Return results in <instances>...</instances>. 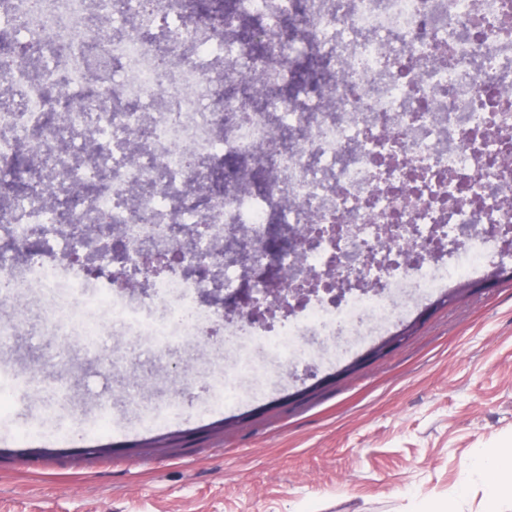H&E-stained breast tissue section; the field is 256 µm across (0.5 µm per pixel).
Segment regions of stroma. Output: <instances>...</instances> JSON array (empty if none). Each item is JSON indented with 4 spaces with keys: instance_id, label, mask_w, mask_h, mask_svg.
Listing matches in <instances>:
<instances>
[{
    "instance_id": "stroma-1",
    "label": "stroma",
    "mask_w": 512,
    "mask_h": 512,
    "mask_svg": "<svg viewBox=\"0 0 512 512\" xmlns=\"http://www.w3.org/2000/svg\"><path fill=\"white\" fill-rule=\"evenodd\" d=\"M447 295L416 303L414 333L340 382L314 387L338 366L322 349L310 367L261 358V388L228 408L209 385L225 355L186 344L163 361L108 324L102 343L128 361L108 372L48 326L40 289L0 300L15 329L0 366L42 380L16 385L0 421V512H484L490 480L473 469L512 448V280ZM178 395L192 406L146 423ZM105 412L109 435H90Z\"/></svg>"
}]
</instances>
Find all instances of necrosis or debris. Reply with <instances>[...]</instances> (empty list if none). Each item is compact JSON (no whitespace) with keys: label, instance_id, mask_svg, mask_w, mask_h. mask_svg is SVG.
Returning a JSON list of instances; mask_svg holds the SVG:
<instances>
[{"label":"necrosis or debris","instance_id":"obj_1","mask_svg":"<svg viewBox=\"0 0 512 512\" xmlns=\"http://www.w3.org/2000/svg\"><path fill=\"white\" fill-rule=\"evenodd\" d=\"M239 4L256 34L299 25L300 44L340 77L325 102H281L283 67H260L272 90L261 102L223 92L225 74L251 67L247 50L192 20L184 0H0V34L33 44L39 59L34 71L7 63L0 44V162L23 150L51 177L0 211V282L38 285L64 338L94 345L103 370L122 365L99 345L108 314L162 358L187 341L235 353L229 389L258 376L257 355L302 364L312 338L338 326L377 333L409 301L481 273L487 247L512 243V0ZM92 11L118 36L87 27ZM154 40L168 43L166 58ZM60 102L72 108L65 128L48 120ZM279 127L300 135L267 152ZM75 184L101 191L76 201ZM276 218L289 239L279 271L334 290L302 304L281 295V315L242 337L209 298L260 275ZM72 224L111 225L125 272L144 244L181 261L141 278L137 302L116 288L75 307L109 263L63 276L58 257L84 249ZM34 237L39 250L12 251ZM203 267L217 277L202 278ZM162 297L165 321L151 314Z\"/></svg>","mask_w":512,"mask_h":512}]
</instances>
